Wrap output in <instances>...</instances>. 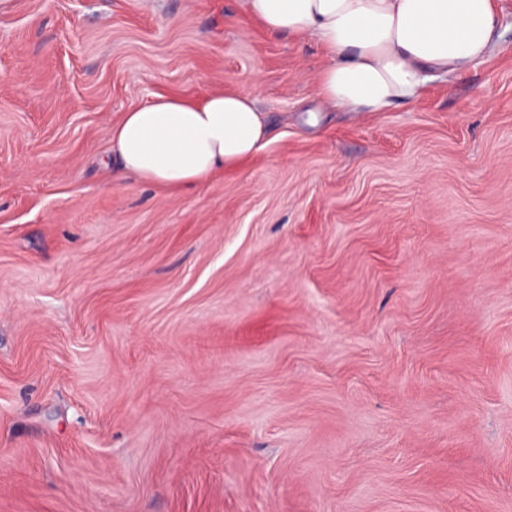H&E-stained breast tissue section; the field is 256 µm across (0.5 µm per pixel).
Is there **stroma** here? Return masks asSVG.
I'll list each match as a JSON object with an SVG mask.
<instances>
[{
  "instance_id": "obj_1",
  "label": "stroma",
  "mask_w": 512,
  "mask_h": 512,
  "mask_svg": "<svg viewBox=\"0 0 512 512\" xmlns=\"http://www.w3.org/2000/svg\"><path fill=\"white\" fill-rule=\"evenodd\" d=\"M465 75L360 119L238 0L0 10V512H512V0ZM267 146L107 167L159 94ZM268 124L251 95L158 96L112 127L121 170L178 190L250 160L267 144Z\"/></svg>"
}]
</instances>
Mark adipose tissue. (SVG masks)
I'll list each match as a JSON object with an SVG mask.
<instances>
[{
	"mask_svg": "<svg viewBox=\"0 0 512 512\" xmlns=\"http://www.w3.org/2000/svg\"><path fill=\"white\" fill-rule=\"evenodd\" d=\"M241 7L269 33L315 39L326 59L316 94L358 115L469 72L503 38L498 0H241ZM267 136L254 96H160L124 112L111 152L121 170L186 190L250 160Z\"/></svg>",
	"mask_w": 512,
	"mask_h": 512,
	"instance_id": "1",
	"label": "adipose tissue"
}]
</instances>
